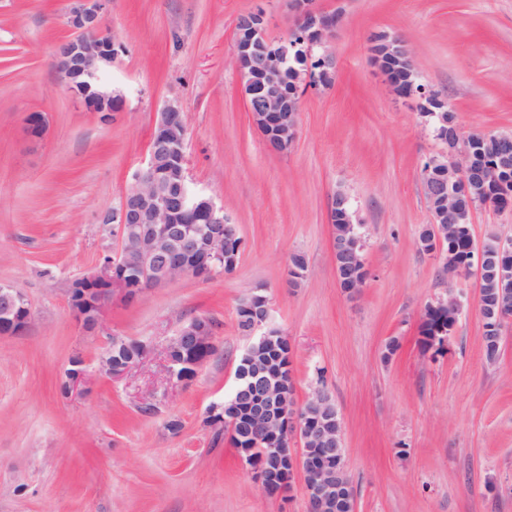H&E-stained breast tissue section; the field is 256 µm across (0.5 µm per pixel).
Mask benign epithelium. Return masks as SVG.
<instances>
[{
	"label": "benign epithelium",
	"mask_w": 512,
	"mask_h": 512,
	"mask_svg": "<svg viewBox=\"0 0 512 512\" xmlns=\"http://www.w3.org/2000/svg\"><path fill=\"white\" fill-rule=\"evenodd\" d=\"M67 25L74 35L56 44L53 66L63 86L81 97L85 107L103 117L123 109V98L99 83V73L112 63V36L105 27L109 0H70ZM314 0H292L298 23L288 38L275 44L268 40L262 11L238 17L233 38V55L252 122L274 150L286 151L297 136L300 94L288 87L284 65L299 52L316 56L318 68L306 66L300 82L309 87L327 86L336 73L334 56L327 44L335 37L341 17L319 11ZM373 60L386 84L398 96L414 98L423 115L443 129L455 126L447 101L432 90L418 86L419 75L412 53L404 42L387 34L372 39ZM187 128L176 102L167 103L150 140L148 160L135 175L133 187L118 206L100 215L99 223L110 228L120 248L101 257L96 270L74 279L67 289L71 315L79 328L95 334L103 327L114 301L132 305L144 293L172 280L193 277L208 280L232 272L238 253L225 248L238 237L237 225L224 214V206L190 185L186 162ZM448 150L429 159L422 170L425 195L431 203V223L422 228L420 249L444 257L448 272L456 277L476 274L479 296L487 291L495 303L487 313L486 330L500 336L512 323V239L492 233L481 243L469 239L462 250L457 236L471 223L475 207H512V134L479 133L465 139L454 134L445 140ZM334 229L333 258L338 287L352 295L363 287L368 268L363 255L362 235L352 220L348 196L336 192L329 210ZM248 320L243 332L267 346L285 340L270 323L266 296L253 293L240 304ZM461 301L453 296L430 304V311L458 314ZM31 319V307L18 288L0 285V335L23 332ZM215 348L213 328L205 317L182 324L166 343L164 359L167 381L172 387L191 382ZM135 350L136 356L115 363V352ZM150 351L144 341L114 337L101 356L97 373L109 379L124 375ZM66 390L86 386L93 380L85 361L71 362ZM294 382L290 366L257 369L236 378L229 422L242 416L249 432L250 448L261 451L251 466L262 490L271 497L289 491L295 481L304 487L307 512H354V489L344 463L342 424L336 405L318 393L305 403L296 400L295 390L284 389ZM297 437L295 450L277 441Z\"/></svg>",
	"instance_id": "obj_1"
}]
</instances>
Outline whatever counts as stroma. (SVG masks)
<instances>
[{
    "mask_svg": "<svg viewBox=\"0 0 512 512\" xmlns=\"http://www.w3.org/2000/svg\"><path fill=\"white\" fill-rule=\"evenodd\" d=\"M316 5L342 15L328 45L337 78L305 89L295 142L278 154L252 123L233 37L237 18L260 10L269 38H287L298 20L291 0H111L116 55L103 82L124 106L108 123L52 67L55 43L71 34L68 0H0V283L32 311L22 333L0 335V512H306L301 485L267 496L229 430L210 421L251 342L237 310L256 289L291 344L298 401L321 392L339 411L356 512H512V326L487 363L475 278H449L442 259L419 250L431 221L422 168L447 145L415 101L388 89L369 51L374 34L403 38L460 137L510 133L512 0ZM174 100L189 178L236 224L239 261L232 273L114 304L100 333H83L67 288L117 251L98 217L133 186ZM32 112L45 117L39 140L27 133ZM340 190L369 270L351 297L337 285L328 222ZM295 254L307 271L292 286ZM452 292L462 301L453 334L422 352L419 316ZM195 317L211 320L216 351L191 383L167 390L159 350ZM112 335L156 352L65 398L72 357L96 369ZM393 339L399 349L383 360Z\"/></svg>",
    "mask_w": 512,
    "mask_h": 512,
    "instance_id": "obj_1",
    "label": "stroma"
}]
</instances>
